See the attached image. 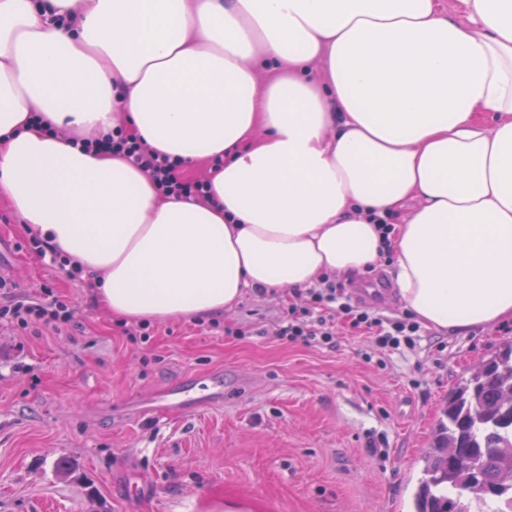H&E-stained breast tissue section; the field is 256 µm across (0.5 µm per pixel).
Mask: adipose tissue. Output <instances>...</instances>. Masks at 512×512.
<instances>
[{
  "instance_id": "1",
  "label": "adipose tissue",
  "mask_w": 512,
  "mask_h": 512,
  "mask_svg": "<svg viewBox=\"0 0 512 512\" xmlns=\"http://www.w3.org/2000/svg\"><path fill=\"white\" fill-rule=\"evenodd\" d=\"M121 124L208 196L87 148ZM0 200L120 322L385 251L426 328L512 319V0H0Z\"/></svg>"
}]
</instances>
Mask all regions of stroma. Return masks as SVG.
<instances>
[{"label": "stroma", "instance_id": "stroma-1", "mask_svg": "<svg viewBox=\"0 0 512 512\" xmlns=\"http://www.w3.org/2000/svg\"><path fill=\"white\" fill-rule=\"evenodd\" d=\"M8 213L0 202V272L30 294L60 289L78 325H0V512H410L444 399L512 339L509 319L427 329L401 354L344 328L332 348L289 343L272 328L292 295L275 290L246 292L220 329L157 321L134 346L94 290L25 248ZM391 269L352 282L382 283L372 305L399 317ZM210 373L224 379L221 404L156 419L171 386ZM61 456L75 465L65 478Z\"/></svg>", "mask_w": 512, "mask_h": 512}]
</instances>
